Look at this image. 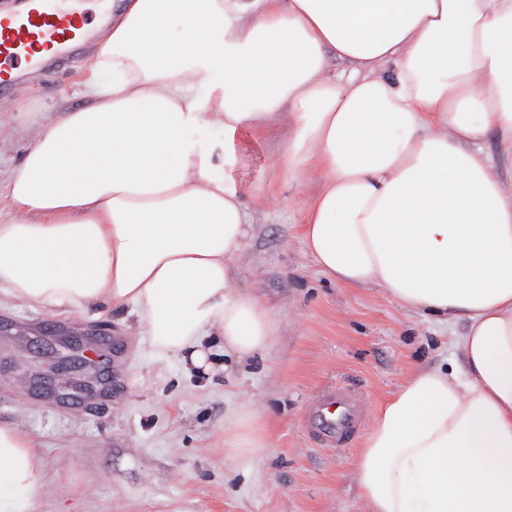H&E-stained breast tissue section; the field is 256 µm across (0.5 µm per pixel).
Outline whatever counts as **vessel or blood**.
Listing matches in <instances>:
<instances>
[{
	"mask_svg": "<svg viewBox=\"0 0 512 512\" xmlns=\"http://www.w3.org/2000/svg\"><path fill=\"white\" fill-rule=\"evenodd\" d=\"M85 16L67 7L65 0H25L8 19H0V84L20 65L57 56L86 39ZM366 414L362 394L347 386L326 387L305 413L310 438L329 451L346 450Z\"/></svg>",
	"mask_w": 512,
	"mask_h": 512,
	"instance_id": "vessel-or-blood-1",
	"label": "vessel or blood"
}]
</instances>
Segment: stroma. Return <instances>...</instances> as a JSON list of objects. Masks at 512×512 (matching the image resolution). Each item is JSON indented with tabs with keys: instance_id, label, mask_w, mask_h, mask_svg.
I'll return each mask as SVG.
<instances>
[{
	"instance_id": "stroma-1",
	"label": "stroma",
	"mask_w": 512,
	"mask_h": 512,
	"mask_svg": "<svg viewBox=\"0 0 512 512\" xmlns=\"http://www.w3.org/2000/svg\"><path fill=\"white\" fill-rule=\"evenodd\" d=\"M95 51L85 41L65 63L21 68L0 90V190L24 156L27 129L83 106L78 84ZM287 124L283 115L243 127L230 149L221 130L196 131L243 186L252 232L236 286L272 309L278 335L267 353L239 360L219 350L208 372L188 370L151 359L126 309L58 314L0 295V425L28 436L42 460L47 488L36 512H364L353 467L361 441L340 454L319 449L302 426L309 403L345 382L376 414L414 368L445 364L466 324L423 319L321 272L299 237L303 202L319 183L284 165ZM91 333L112 344L97 364L81 349ZM146 358L151 366L141 367ZM253 408L264 448L227 459L225 426Z\"/></svg>"
}]
</instances>
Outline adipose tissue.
I'll list each match as a JSON object with an SVG mask.
<instances>
[{
    "label": "adipose tissue",
    "instance_id": "obj_1",
    "mask_svg": "<svg viewBox=\"0 0 512 512\" xmlns=\"http://www.w3.org/2000/svg\"><path fill=\"white\" fill-rule=\"evenodd\" d=\"M81 95L8 172L0 293L129 308L156 356L197 370L213 338L264 353L278 326L233 286L241 187L190 131L289 111L284 160L322 183L301 228L321 271L467 323L447 366L381 404L356 459L366 512H512V185L477 146L493 130L512 150V0H128ZM264 446L251 412L224 435L232 459ZM44 485L30 440L0 425V512Z\"/></svg>",
    "mask_w": 512,
    "mask_h": 512
}]
</instances>
